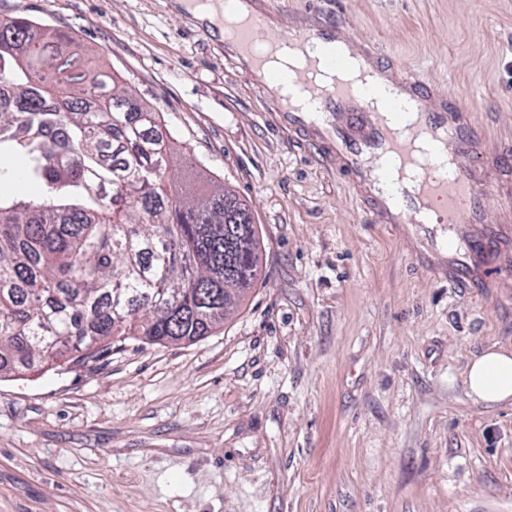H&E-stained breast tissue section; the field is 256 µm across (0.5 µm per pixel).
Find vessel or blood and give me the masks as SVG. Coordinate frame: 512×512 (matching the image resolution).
<instances>
[{
    "label": "vessel or blood",
    "instance_id": "vessel-or-blood-1",
    "mask_svg": "<svg viewBox=\"0 0 512 512\" xmlns=\"http://www.w3.org/2000/svg\"><path fill=\"white\" fill-rule=\"evenodd\" d=\"M209 26L279 94V126L325 144L326 161L351 174L375 223L401 225L426 252L438 247L433 226L447 225L454 285L484 272L485 177L475 163L483 136L468 110L378 66L372 47L338 26L276 29L255 0L221 5ZM269 50L288 56L287 68L265 67Z\"/></svg>",
    "mask_w": 512,
    "mask_h": 512
}]
</instances>
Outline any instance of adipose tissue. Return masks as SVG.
Masks as SVG:
<instances>
[{"instance_id":"adipose-tissue-1","label":"adipose tissue","mask_w":512,"mask_h":512,"mask_svg":"<svg viewBox=\"0 0 512 512\" xmlns=\"http://www.w3.org/2000/svg\"><path fill=\"white\" fill-rule=\"evenodd\" d=\"M468 396L487 404L512 399V353L489 348L474 356L464 373Z\"/></svg>"}]
</instances>
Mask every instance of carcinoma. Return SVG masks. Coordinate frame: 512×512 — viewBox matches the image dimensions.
Instances as JSON below:
<instances>
[{"label":"carcinoma","mask_w":512,"mask_h":512,"mask_svg":"<svg viewBox=\"0 0 512 512\" xmlns=\"http://www.w3.org/2000/svg\"><path fill=\"white\" fill-rule=\"evenodd\" d=\"M92 57L24 15L0 21V180L10 161L42 189L0 192V376L34 357L69 368L128 339L212 334L260 278L258 227L228 191L188 198L185 149Z\"/></svg>","instance_id":"1"}]
</instances>
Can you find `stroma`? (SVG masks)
Returning a JSON list of instances; mask_svg holds the SVG:
<instances>
[{"mask_svg": "<svg viewBox=\"0 0 512 512\" xmlns=\"http://www.w3.org/2000/svg\"><path fill=\"white\" fill-rule=\"evenodd\" d=\"M173 0H0L92 51L251 212L261 278L211 336L0 379V512H512V403L467 397L512 351V276L455 287L376 224L277 97ZM372 42L512 161V0H261ZM469 397L483 403L497 404L512 398V353L489 348L474 356L464 373Z\"/></svg>", "mask_w": 512, "mask_h": 512, "instance_id": "obj_1", "label": "stroma"}]
</instances>
